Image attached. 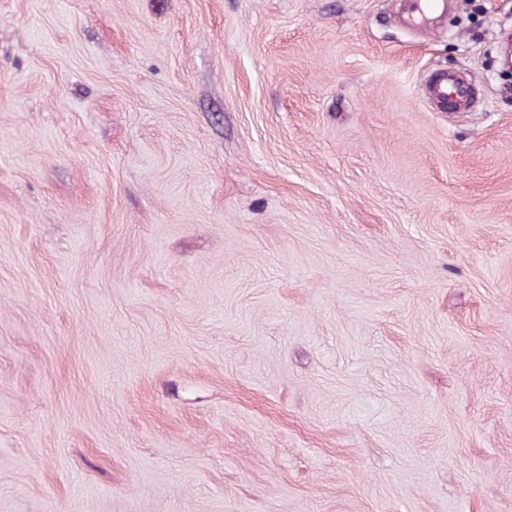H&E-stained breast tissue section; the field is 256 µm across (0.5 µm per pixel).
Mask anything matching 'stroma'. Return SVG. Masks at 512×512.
<instances>
[{
  "instance_id": "stroma-1",
  "label": "stroma",
  "mask_w": 512,
  "mask_h": 512,
  "mask_svg": "<svg viewBox=\"0 0 512 512\" xmlns=\"http://www.w3.org/2000/svg\"><path fill=\"white\" fill-rule=\"evenodd\" d=\"M449 5L0 0V512H512V0ZM447 2L445 0H415L409 8L407 25H418L430 14L442 12L445 10ZM428 101L445 112H470L478 90L461 72L434 71L425 79Z\"/></svg>"
}]
</instances>
